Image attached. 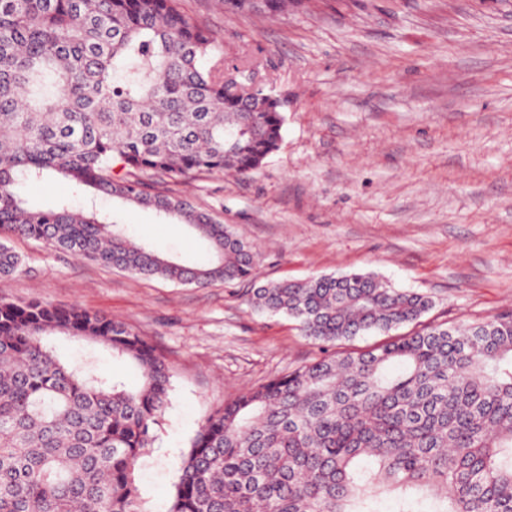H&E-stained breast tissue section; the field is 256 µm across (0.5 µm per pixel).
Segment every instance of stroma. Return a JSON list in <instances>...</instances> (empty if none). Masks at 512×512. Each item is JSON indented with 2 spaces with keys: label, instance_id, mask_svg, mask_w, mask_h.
Returning <instances> with one entry per match:
<instances>
[{
  "label": "stroma",
  "instance_id": "stroma-1",
  "mask_svg": "<svg viewBox=\"0 0 512 512\" xmlns=\"http://www.w3.org/2000/svg\"><path fill=\"white\" fill-rule=\"evenodd\" d=\"M179 3L216 33L225 67L280 96L283 140L243 175L143 179L229 226L256 258L252 278L181 285L0 237L23 259L21 274L0 281V297L123 322L169 364L168 405L136 469L143 512H168L209 415L321 355L294 320L254 310L253 288L368 272L429 296V322L512 311V0H288L277 13ZM20 193L36 206L65 198L112 213L167 257L209 258L185 225L73 194L63 178ZM52 344L62 360L91 359L137 380L98 346L63 336Z\"/></svg>",
  "mask_w": 512,
  "mask_h": 512
}]
</instances>
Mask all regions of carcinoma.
<instances>
[{
	"label": "carcinoma",
	"instance_id": "cac0c4a2",
	"mask_svg": "<svg viewBox=\"0 0 512 512\" xmlns=\"http://www.w3.org/2000/svg\"><path fill=\"white\" fill-rule=\"evenodd\" d=\"M178 0H0V230L142 277L199 286L251 278L252 251L139 174H245L283 138L281 100L224 85L217 37ZM56 174L177 219L212 259L175 262L110 213L18 192ZM23 270L0 243V280ZM253 305L335 346L417 325L425 295L367 273L281 280ZM56 335L129 364L138 385L58 358ZM170 390L157 350L79 307L0 300V512H142L138 460ZM512 512V312L426 325L242 393L191 440L169 512Z\"/></svg>",
	"mask_w": 512,
	"mask_h": 512
}]
</instances>
